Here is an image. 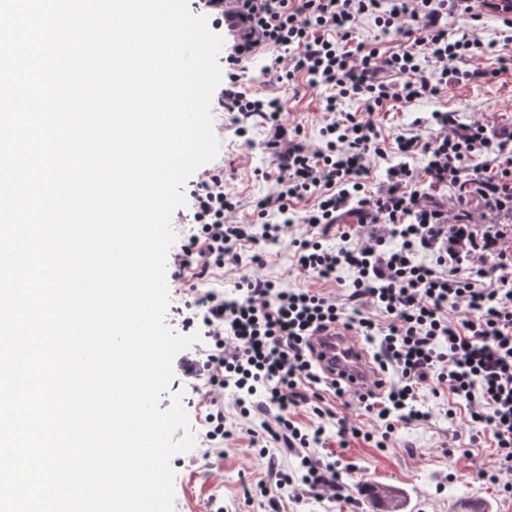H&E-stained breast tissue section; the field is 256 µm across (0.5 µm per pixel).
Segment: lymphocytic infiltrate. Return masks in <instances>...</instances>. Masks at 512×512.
Masks as SVG:
<instances>
[{"label": "lymphocytic infiltrate", "instance_id": "lymphocytic-infiltrate-1", "mask_svg": "<svg viewBox=\"0 0 512 512\" xmlns=\"http://www.w3.org/2000/svg\"><path fill=\"white\" fill-rule=\"evenodd\" d=\"M236 2L243 34L224 56V80L212 103L244 123L264 119L275 189L258 204L263 223L242 224L233 219L240 204L226 190L223 167L202 170L173 255V277L185 284L180 325L203 339L194 355L179 360L185 378L209 384L201 395L203 459L223 456L226 442L244 438L266 458L268 472L245 499L261 495L269 512H279L285 497L301 502L307 491L333 502L344 498L348 483L325 449L326 426L337 423L342 438L362 431L337 417L329 399L359 408L390 434L398 424L424 419L417 401L426 390L464 399L469 445L492 434L500 464L511 465L512 253L483 266L482 253L494 242L475 239L466 205L477 194L493 211L512 209V163L503 159L512 130L491 135L481 122L459 126L451 113H435V136H399L392 149L406 160L422 157V171L405 161L387 168L377 191L366 188L372 159L389 150L372 119L376 109L438 94L451 83L492 79L491 71L459 67L482 54L483 43L467 31L448 32L449 19L479 20L478 0ZM364 18L400 36L397 49L383 55L360 41ZM258 56L273 80L290 82L302 73L309 86L324 89L321 145L283 123L277 99L248 92L245 65ZM348 101L361 111H343ZM481 155L484 165H473ZM440 189L450 191L457 213L436 201ZM349 212L358 217L354 232L324 248L322 238ZM296 220L307 228L291 241L296 267L325 280L339 267L352 269L346 301L255 273L240 275L235 295L215 287L225 263H241L239 246L279 240ZM391 238L400 239V248H388ZM420 252L432 255L433 264L417 263ZM336 324L377 346V378L366 391L327 376L311 351L310 337ZM228 390L236 422L224 413ZM300 411L309 425L296 421ZM282 453L300 458L301 473L281 466Z\"/></svg>", "mask_w": 512, "mask_h": 512}]
</instances>
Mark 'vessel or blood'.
<instances>
[{
    "label": "vessel or blood",
    "instance_id": "1",
    "mask_svg": "<svg viewBox=\"0 0 512 512\" xmlns=\"http://www.w3.org/2000/svg\"><path fill=\"white\" fill-rule=\"evenodd\" d=\"M315 355L326 374L360 388L375 375V367L361 340L339 326L328 328L312 340Z\"/></svg>",
    "mask_w": 512,
    "mask_h": 512
}]
</instances>
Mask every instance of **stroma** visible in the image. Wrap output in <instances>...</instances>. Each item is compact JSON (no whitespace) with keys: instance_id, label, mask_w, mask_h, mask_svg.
I'll list each match as a JSON object with an SVG mask.
<instances>
[{"instance_id":"35a3bbf8","label":"stroma","mask_w":512,"mask_h":512,"mask_svg":"<svg viewBox=\"0 0 512 512\" xmlns=\"http://www.w3.org/2000/svg\"><path fill=\"white\" fill-rule=\"evenodd\" d=\"M472 30L489 50L469 61V68L497 70V77L472 83L448 86L438 95L426 96L400 106L387 104L376 110L373 120L386 143L395 137L413 134L430 137L437 131L431 125L435 112L453 113L457 123L466 125L481 121L488 129L512 128V47L505 42L512 38V29L503 25L499 15L482 9L479 21L469 24L458 19L448 22L449 32ZM248 85L260 95L278 98L281 118L291 126L300 127L308 143H318L323 125V96L311 88L305 75H298L292 86H284L263 75L260 67H252ZM213 125L220 141L217 162L231 164L226 174V189L236 196L240 222L256 220L255 204L274 189V168L264 142L266 126L254 118L253 146L247 147L236 134L233 113L214 116ZM304 225L293 224L287 236L278 242H263L242 247L243 258L261 253L264 258L260 274L296 288L321 287L325 292L346 298L353 290L355 275L347 269L338 270L333 279L316 282L308 274L293 269L291 238L303 235ZM447 398H426L422 409L427 419L402 424L392 433L384 447L361 438L330 437L328 446L335 452L342 468L352 470L349 498L331 503L305 493L301 504L283 502L282 512H378L369 485L391 486L399 490L402 512H474L481 504L485 512H512V468L501 465L492 439L472 447L464 434L461 419L464 404L455 408L458 418L451 421L444 412ZM175 471L174 512H263L259 505L247 504L243 484H252L266 474V462L253 454L246 441L224 446L223 458L205 465L199 450L175 455L171 460ZM486 469L489 479H476L478 469Z\"/></svg>"}]
</instances>
